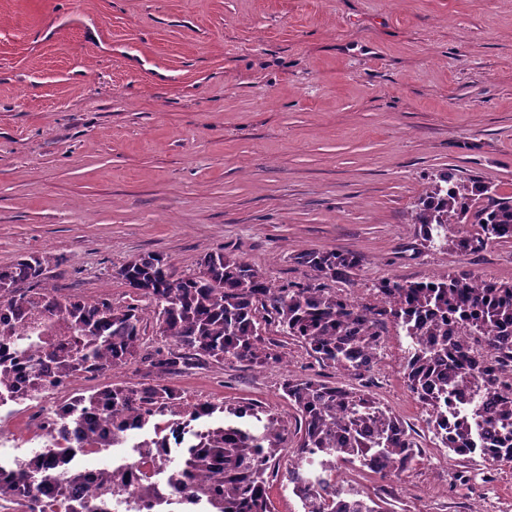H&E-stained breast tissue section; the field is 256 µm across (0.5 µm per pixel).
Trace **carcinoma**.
<instances>
[{
	"instance_id": "obj_1",
	"label": "carcinoma",
	"mask_w": 512,
	"mask_h": 512,
	"mask_svg": "<svg viewBox=\"0 0 512 512\" xmlns=\"http://www.w3.org/2000/svg\"><path fill=\"white\" fill-rule=\"evenodd\" d=\"M413 223L427 242L448 239V226L477 224L480 233L461 237L456 246L477 252L486 245L512 241V195L480 180H463L451 171L438 175L429 195L415 205ZM300 263L324 278L342 277L359 265L351 252H306ZM52 258L33 254L0 269V349L27 353L26 342L6 326L22 308L43 309L64 318L70 350L30 359L28 385L9 384L0 368V392L23 401L45 390L52 368L61 379L77 377L91 366L122 368L136 359L147 322L155 323L168 344L150 356L158 375L182 372L209 360L262 366L279 361L266 327L304 345L319 362L352 379L371 372L382 348L379 323L390 317L406 331L412 349L404 365L411 393L429 411L427 424L443 447L457 456L478 454L490 465L512 462V282L450 274L428 282L381 279L375 289L382 306L357 303L320 283L274 288L265 274L244 260L214 251L204 254L198 272L176 278L169 261L147 254L128 261L118 277L148 304L116 306L109 298L94 302L59 294L50 283ZM283 397L298 415L300 436L286 478L305 512H384L373 498L364 499L342 484L345 466L367 468L381 478L409 477L419 456L411 429L362 384L321 382L286 377ZM482 393L486 404L448 421V409L462 391ZM181 394L160 383H112L81 393L62 405L61 441L32 458L16 473L8 490L27 500L53 486L41 502L42 512H104L105 499L126 490L133 471L124 465L96 472L99 494L72 502V489L86 479L75 474L56 481V461L87 452L91 436L98 447L124 448L156 417L176 414ZM217 406L200 403L187 410L189 423L213 415ZM234 419L204 431L201 442L181 450L169 474L170 489L193 493L209 512H274L270 479L272 462L288 422L273 414L263 418L251 405L223 407ZM488 434L492 444L478 445ZM168 436L133 444L150 457L152 468L139 472L143 507L161 499L155 476L163 471ZM333 458L324 484L309 480L311 458Z\"/></svg>"
}]
</instances>
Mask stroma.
Returning a JSON list of instances; mask_svg holds the SVG:
<instances>
[{
    "label": "stroma",
    "mask_w": 512,
    "mask_h": 512,
    "mask_svg": "<svg viewBox=\"0 0 512 512\" xmlns=\"http://www.w3.org/2000/svg\"><path fill=\"white\" fill-rule=\"evenodd\" d=\"M512 193V0H0V266L54 257L63 294L140 298L117 276L161 253L174 276L211 251L244 259L273 287L314 282L301 254L351 252L326 287L377 304L383 278L465 271L512 281V243L476 253L455 224L445 246L412 222L444 171ZM282 356L211 362L161 381L183 405L249 403L291 421L285 377L337 382L300 343ZM366 381L418 433L401 482L341 474L390 512H512V462L488 467L442 448L408 390V340L382 328ZM55 398L135 384L161 346Z\"/></svg>",
    "instance_id": "obj_1"
}]
</instances>
